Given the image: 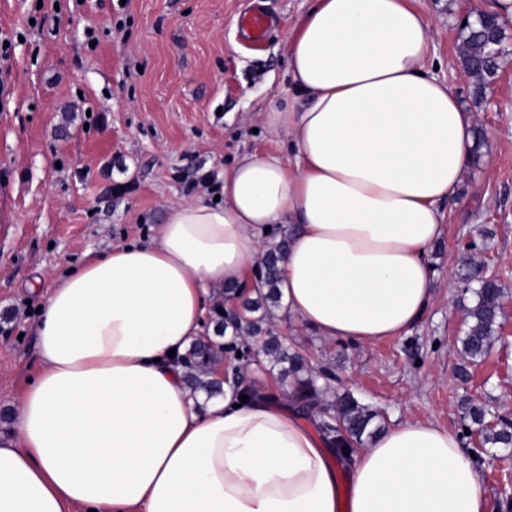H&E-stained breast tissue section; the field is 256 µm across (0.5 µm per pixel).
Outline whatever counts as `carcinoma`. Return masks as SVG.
Returning a JSON list of instances; mask_svg holds the SVG:
<instances>
[{"label":"carcinoma","mask_w":512,"mask_h":512,"mask_svg":"<svg viewBox=\"0 0 512 512\" xmlns=\"http://www.w3.org/2000/svg\"><path fill=\"white\" fill-rule=\"evenodd\" d=\"M458 39L460 65L473 78L472 95L474 102L479 103L497 78L505 29L499 30L497 44L492 45L482 23L477 21L461 27ZM287 245L288 234L283 232L264 254L252 287L225 289V295L234 300L233 305L226 309L224 301L217 302L204 324L205 336L193 341L179 358L184 382L193 392L222 396L224 383L213 378V374L224 360L225 351L241 352L238 361L243 366L251 365L261 356L269 369L277 371L281 380L293 387V396L302 408L317 416L316 428L327 443L335 444L336 435L342 431L351 442L361 446L375 434L371 425L379 420V411L361 404L348 393H331L328 383H320L327 378L324 370L293 349L274 328L276 310L281 306L279 261ZM461 279L465 290L475 296L461 339L464 358L474 361L487 354L495 340L503 287L471 257L462 261ZM219 307L223 312L217 311ZM462 411L466 427L478 432L481 446L512 447V433L508 429L489 425L485 404L468 398L462 403Z\"/></svg>","instance_id":"carcinoma-1"}]
</instances>
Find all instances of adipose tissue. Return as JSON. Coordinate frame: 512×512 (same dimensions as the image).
<instances>
[{"label":"adipose tissue","mask_w":512,"mask_h":512,"mask_svg":"<svg viewBox=\"0 0 512 512\" xmlns=\"http://www.w3.org/2000/svg\"><path fill=\"white\" fill-rule=\"evenodd\" d=\"M432 42L409 0H313L286 45L297 104L266 116L287 158L244 154L222 200L172 206L152 244H115L49 289L40 367L0 439V512H489L475 460L433 423L346 454L282 392L208 401L168 355L225 287L252 284L281 225L280 318L359 346L418 324L474 130L426 69Z\"/></svg>","instance_id":"ef3b65f1"}]
</instances>
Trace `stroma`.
I'll return each mask as SVG.
<instances>
[{
	"label": "stroma",
	"mask_w": 512,
	"mask_h": 512,
	"mask_svg": "<svg viewBox=\"0 0 512 512\" xmlns=\"http://www.w3.org/2000/svg\"><path fill=\"white\" fill-rule=\"evenodd\" d=\"M487 0H412L430 24L429 64L484 130L430 254L432 299L410 334L358 347L287 323L337 392L382 410L386 424L435 423L475 452L492 512L512 482V448L467 437L460 401L471 395L512 421V26L488 100L474 104L458 63L460 19ZM312 0H0V31L21 34L12 93L0 104V436L40 367L33 322L55 277L131 241L150 244L170 208L214 200L196 185L248 152L288 154L267 112L291 94L285 45ZM277 17L264 41L238 26L245 12ZM37 17L29 25V17ZM504 287L495 341L479 363L461 339L473 304L458 280L470 242Z\"/></svg>",
	"instance_id": "1"
}]
</instances>
